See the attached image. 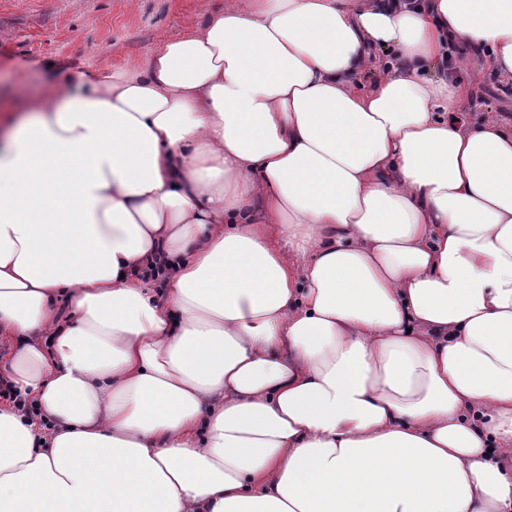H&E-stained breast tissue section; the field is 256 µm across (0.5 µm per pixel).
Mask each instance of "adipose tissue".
<instances>
[{"mask_svg":"<svg viewBox=\"0 0 512 512\" xmlns=\"http://www.w3.org/2000/svg\"><path fill=\"white\" fill-rule=\"evenodd\" d=\"M454 39L512 78V0H228L18 95L0 512H512V122ZM458 49V55L466 63L465 70L457 75L466 85L463 109L469 120L479 123L484 118L495 117L511 122L512 97L504 95L487 82V75L493 69L487 66L483 53L464 45H459Z\"/></svg>","mask_w":512,"mask_h":512,"instance_id":"obj_1","label":"adipose tissue"}]
</instances>
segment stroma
<instances>
[{
  "mask_svg": "<svg viewBox=\"0 0 512 512\" xmlns=\"http://www.w3.org/2000/svg\"><path fill=\"white\" fill-rule=\"evenodd\" d=\"M225 0H0V110L16 109V94L75 71L96 74L144 68L164 39L196 29ZM458 77L472 122L512 121V97L490 85L482 53L464 46Z\"/></svg>",
  "mask_w": 512,
  "mask_h": 512,
  "instance_id": "1",
  "label": "stroma"
}]
</instances>
